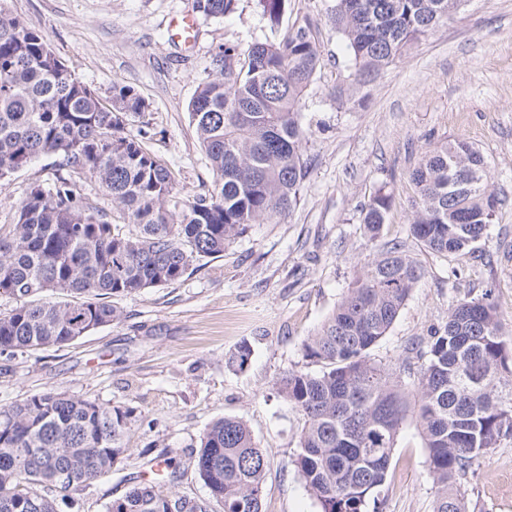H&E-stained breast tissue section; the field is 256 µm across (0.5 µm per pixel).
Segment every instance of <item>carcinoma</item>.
Listing matches in <instances>:
<instances>
[{
    "mask_svg": "<svg viewBox=\"0 0 512 512\" xmlns=\"http://www.w3.org/2000/svg\"><path fill=\"white\" fill-rule=\"evenodd\" d=\"M238 0H195L206 17L235 13ZM270 27L288 0H257ZM455 0H335L329 20L352 65L351 93L376 80L417 40L453 15ZM0 2V182L43 155L66 174L35 180L9 224H0V295L18 304L0 316V354L62 347L120 318L111 299L181 280L200 257L224 254L251 224L290 212L305 175L297 106L321 65L307 17L280 39L245 52L225 45L198 83L189 115L210 167L211 191L187 196L150 152L148 104L131 86L108 103ZM140 121L133 129L129 124ZM411 235L434 253L470 250L487 234L488 170L471 143L427 151ZM97 182L108 210L82 193ZM391 199L378 191L363 224L380 235ZM421 268L398 242L368 260L336 310L305 344L317 372H295L280 392L304 425L296 464L322 512H369L385 485L397 436L415 417L436 485L434 512H468L458 480L480 457L512 441V352L492 289L456 301L445 324L421 339L413 393L371 352L387 335ZM129 413L52 391L0 409V512H56L55 497L106 476L125 447ZM267 461L247 425L214 421L200 436L196 467L209 499L175 497L139 482L107 512H261Z\"/></svg>",
    "mask_w": 512,
    "mask_h": 512,
    "instance_id": "cac0c4a2",
    "label": "carcinoma"
}]
</instances>
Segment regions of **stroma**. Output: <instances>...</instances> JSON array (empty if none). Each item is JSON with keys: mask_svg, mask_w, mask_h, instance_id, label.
I'll use <instances>...</instances> for the list:
<instances>
[{"mask_svg": "<svg viewBox=\"0 0 512 512\" xmlns=\"http://www.w3.org/2000/svg\"><path fill=\"white\" fill-rule=\"evenodd\" d=\"M86 85L108 97L129 85L149 103L147 145L194 195L217 179L190 122L197 84L224 45L283 36L308 16L321 68L298 105L307 131L306 174L289 215L254 224L224 251L193 263L170 285L115 298L118 321L63 347L0 355V408L44 391L109 403L130 413L127 452L112 474L73 488L58 512H105L156 457L172 459L166 489L206 499L196 469L199 437L213 421H244L267 458L261 512H321L295 464L301 413L277 383L318 371L304 345L388 241L424 269L373 358L413 390L406 350L448 318L452 303L493 288L502 334L512 343V0H466L452 19L415 42L361 97L334 90L351 72L330 24L332 0H288L270 28L257 0H238L225 18L199 17L191 50L169 40L170 18L193 0H6ZM463 139L483 154L500 205L487 239L465 254H433L409 226L412 170L427 150ZM43 156L0 183V224L9 223L29 184L61 172ZM391 197L387 223L371 237L363 209L377 190ZM245 369L228 359L239 346ZM415 419L396 442L377 512H433L435 484ZM469 512H512V442L492 449L460 481Z\"/></svg>", "mask_w": 512, "mask_h": 512, "instance_id": "obj_1", "label": "stroma"}]
</instances>
